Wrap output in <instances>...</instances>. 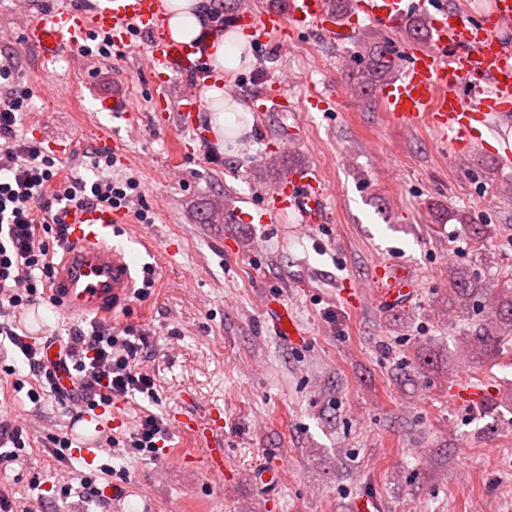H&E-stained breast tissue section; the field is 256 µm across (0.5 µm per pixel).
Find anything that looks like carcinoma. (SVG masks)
<instances>
[{
  "label": "carcinoma",
  "instance_id": "obj_1",
  "mask_svg": "<svg viewBox=\"0 0 512 512\" xmlns=\"http://www.w3.org/2000/svg\"><path fill=\"white\" fill-rule=\"evenodd\" d=\"M400 34L409 42L422 44L427 39L426 23L421 18L411 20ZM357 59L362 68L349 76L352 90L359 96H367L390 81L397 73V61L390 48V38L379 31L369 28L362 30L357 39ZM460 224L469 225V231L476 241L490 237L492 229L487 224L473 225L465 213L455 214ZM449 286L454 303L467 308L471 301L483 292L482 282L477 277L463 276L456 270L449 271ZM512 336V275L508 276L500 291V301L489 319L483 335L477 337L480 352L492 354L498 350L501 342Z\"/></svg>",
  "mask_w": 512,
  "mask_h": 512
}]
</instances>
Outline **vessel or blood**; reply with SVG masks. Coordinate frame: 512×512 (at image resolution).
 <instances>
[{
  "label": "vessel or blood",
  "mask_w": 512,
  "mask_h": 512,
  "mask_svg": "<svg viewBox=\"0 0 512 512\" xmlns=\"http://www.w3.org/2000/svg\"><path fill=\"white\" fill-rule=\"evenodd\" d=\"M418 16L427 21L426 42L396 49L398 75L378 87L376 95L395 124L406 128L427 125L439 135L449 155L468 153L486 140L489 116L512 124V54L504 51L499 40L500 31L512 25V0H492L489 11L479 14L448 9L444 0H355L347 17L336 16L327 0H288L283 11L239 10L234 22L236 27L281 42L314 32L335 43L347 40L363 20L390 34ZM135 30L148 37L143 55L150 65L188 75L177 117L181 127L197 130L202 101L196 84L206 76L203 53L199 45L170 38L162 0H112L111 7L84 12L61 9L50 19L29 23L24 38L49 61L64 49L79 48L95 32L108 33L114 46H130ZM325 198L326 184L317 171H290L259 203L260 221L271 223L279 213L290 210L299 224L324 223ZM126 221L121 210L70 209L64 219L66 239L52 262L46 285L57 307L72 315L101 319L128 305L137 292L138 271L125 250L112 242L115 229ZM372 286L376 301L389 309L408 304L417 294L413 277L387 260L377 264ZM266 312L276 334L291 340L301 336L279 299L268 298ZM484 398L481 389L465 381L455 387L452 402L471 407ZM179 429L204 443L198 456L204 471L223 476L227 461L219 443L224 430L221 414L183 420ZM67 433L78 438L75 453L86 463L103 453V440L96 436L88 411L72 413Z\"/></svg>",
  "instance_id": "b4317fda"
}]
</instances>
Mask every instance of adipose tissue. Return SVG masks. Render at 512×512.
Masks as SVG:
<instances>
[{"instance_id":"obj_1","label":"adipose tissue","mask_w":512,"mask_h":512,"mask_svg":"<svg viewBox=\"0 0 512 512\" xmlns=\"http://www.w3.org/2000/svg\"><path fill=\"white\" fill-rule=\"evenodd\" d=\"M163 8L171 38L205 45L210 70L201 95L216 137L224 135V73L241 64V47L247 41L239 32L225 33L212 20V0H164Z\"/></svg>"}]
</instances>
